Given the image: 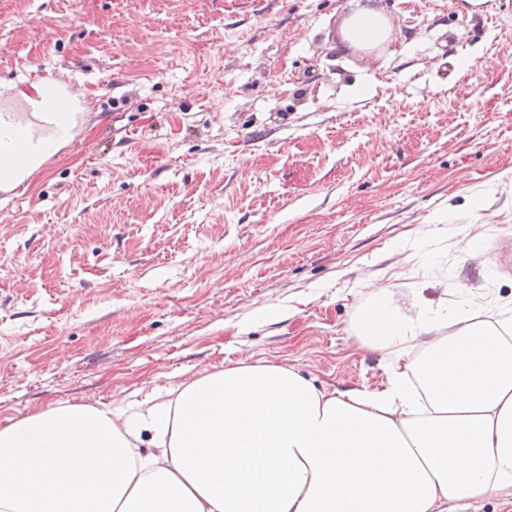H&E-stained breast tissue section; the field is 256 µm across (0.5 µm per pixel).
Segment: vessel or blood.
I'll return each mask as SVG.
<instances>
[{
  "label": "vessel or blood",
  "mask_w": 512,
  "mask_h": 512,
  "mask_svg": "<svg viewBox=\"0 0 512 512\" xmlns=\"http://www.w3.org/2000/svg\"><path fill=\"white\" fill-rule=\"evenodd\" d=\"M86 104L72 80L58 75L0 91V199L22 198L61 149L78 146Z\"/></svg>",
  "instance_id": "1"
}]
</instances>
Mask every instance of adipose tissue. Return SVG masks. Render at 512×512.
Segmentation results:
<instances>
[{
	"label": "adipose tissue",
	"mask_w": 512,
	"mask_h": 512,
	"mask_svg": "<svg viewBox=\"0 0 512 512\" xmlns=\"http://www.w3.org/2000/svg\"><path fill=\"white\" fill-rule=\"evenodd\" d=\"M343 36L393 31L356 10ZM353 335L384 356L381 388L244 358L160 399L0 425V512H448L512 487V307L407 314L375 282Z\"/></svg>",
	"instance_id": "obj_1"
}]
</instances>
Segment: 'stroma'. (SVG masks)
<instances>
[{"label": "stroma", "mask_w": 512, "mask_h": 512, "mask_svg": "<svg viewBox=\"0 0 512 512\" xmlns=\"http://www.w3.org/2000/svg\"><path fill=\"white\" fill-rule=\"evenodd\" d=\"M354 9L402 48L345 43ZM54 71L107 121L0 201V424L243 357L377 388L350 331L375 277L408 311L512 302L498 0H0V85Z\"/></svg>", "instance_id": "1"}]
</instances>
